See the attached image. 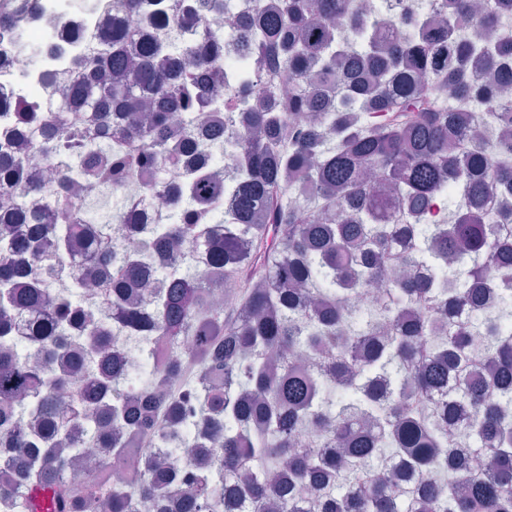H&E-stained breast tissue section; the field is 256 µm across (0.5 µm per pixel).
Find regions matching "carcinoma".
<instances>
[{
    "label": "carcinoma",
    "mask_w": 512,
    "mask_h": 512,
    "mask_svg": "<svg viewBox=\"0 0 512 512\" xmlns=\"http://www.w3.org/2000/svg\"><path fill=\"white\" fill-rule=\"evenodd\" d=\"M115 2L173 34L136 42L117 25L56 109L10 104L0 441L20 478L0 474L3 512H512V223L491 237L482 207L494 190L512 202V70L497 71L512 37L474 32L497 16L469 28L470 0H443L438 24L417 0L404 29L392 0H273L245 17L228 0ZM201 13L227 15L229 35L199 41L178 24ZM477 70L491 80L475 83ZM480 95L503 109L476 138L467 109ZM207 111L236 137L200 133ZM33 154L52 181L30 175ZM142 191L181 206L174 223L135 224L122 207L96 222L113 195ZM94 224L90 260L108 270L98 313L75 304L86 282L66 265ZM127 234L135 246L115 255ZM164 256L181 274L131 300ZM423 264L434 275L412 274ZM475 283L498 292L493 309L477 308ZM369 286L379 308L348 315ZM26 314L34 362L9 340ZM86 332L98 370L85 391L82 359L61 372L50 343ZM131 348L152 371L139 391L123 374ZM70 421L110 449L82 480ZM458 437L476 457H457ZM165 441L195 449L184 509L160 460L135 484L108 476Z\"/></svg>",
    "instance_id": "1"
}]
</instances>
